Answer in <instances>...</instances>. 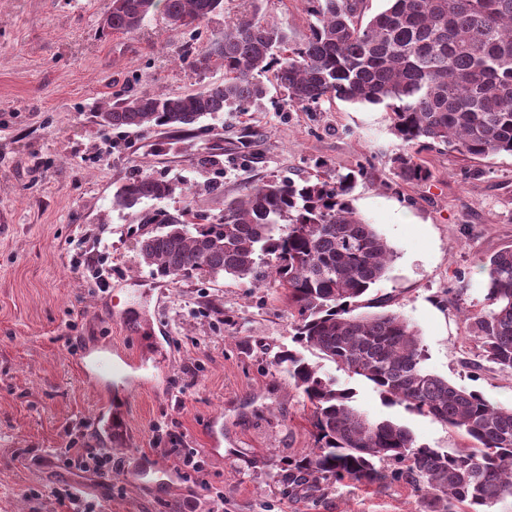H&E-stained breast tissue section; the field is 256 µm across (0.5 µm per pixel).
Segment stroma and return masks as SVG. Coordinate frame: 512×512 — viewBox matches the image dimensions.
Returning <instances> with one entry per match:
<instances>
[{
	"instance_id": "obj_1",
	"label": "stroma",
	"mask_w": 512,
	"mask_h": 512,
	"mask_svg": "<svg viewBox=\"0 0 512 512\" xmlns=\"http://www.w3.org/2000/svg\"><path fill=\"white\" fill-rule=\"evenodd\" d=\"M110 0H0V512H69L80 489L103 512H422L405 486L332 485L312 504L288 496L289 456L314 447L310 405L271 364L293 348L294 317L273 281L165 278L140 262L142 214L195 206L213 217L244 186L353 174V206L396 257L370 292L419 333L425 367L499 408L512 374L483 361L472 319L487 307L484 259L512 247V154L416 153L429 180L407 183L383 105H284L276 86L251 112L206 117L191 134L111 129L93 119L130 93L181 94L224 79L194 70L225 23L256 15L310 35L304 0H223L207 24L171 31L162 13L132 35L104 26ZM221 148L217 166L202 155ZM173 193L113 208L137 171ZM92 264L76 265L80 254ZM140 306L161 365L125 315ZM307 359L353 391L372 420L406 426L417 444L470 447L460 431L385 402L373 385L317 353ZM121 396L122 432L102 406ZM223 432L211 443L209 431ZM74 448L112 458L108 475L68 469Z\"/></svg>"
}]
</instances>
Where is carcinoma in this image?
I'll return each mask as SVG.
<instances>
[{
	"label": "carcinoma",
	"mask_w": 512,
	"mask_h": 512,
	"mask_svg": "<svg viewBox=\"0 0 512 512\" xmlns=\"http://www.w3.org/2000/svg\"><path fill=\"white\" fill-rule=\"evenodd\" d=\"M369 0H306L316 23L301 46L256 16L224 26V40L190 52L189 64L224 69V81L167 96L132 94L100 109L108 128L173 133L218 112H249L267 94L272 73L284 104L325 100L384 104L404 147L397 176L420 182L429 171L411 150L445 145L461 156L512 154V0H388L367 16ZM163 4L174 29L199 25L222 0H112L108 29L136 31ZM355 176L295 182L272 176L228 203L210 221L186 209L143 217L159 228L140 237L142 262L161 277L221 273L257 279L268 270L295 316L298 348L272 365L287 373L313 407L316 447L288 460V494L319 502L331 483L422 493L423 512H491L512 497V410L458 388L424 366L414 327L367 298L395 257L393 248L352 205ZM172 185L150 175L129 180L112 205L132 209L161 200ZM489 308L472 329L482 356L512 372V249L482 264ZM313 350L371 382L382 398L467 435L456 452L416 443L394 421H373L353 391L322 375L301 350Z\"/></svg>",
	"instance_id": "obj_1"
}]
</instances>
